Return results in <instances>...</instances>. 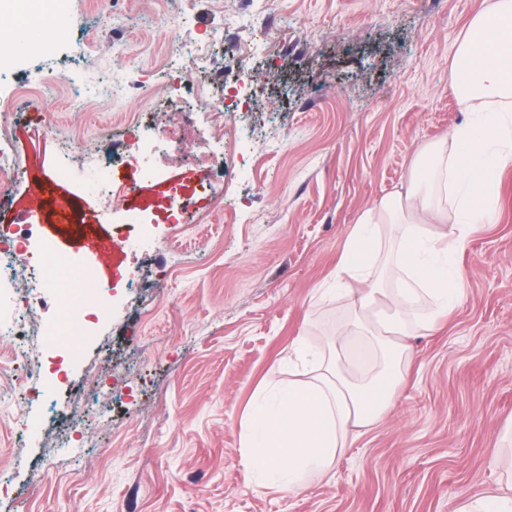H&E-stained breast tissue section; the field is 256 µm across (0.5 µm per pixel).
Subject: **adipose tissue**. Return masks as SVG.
Instances as JSON below:
<instances>
[{"label":"adipose tissue","mask_w":512,"mask_h":512,"mask_svg":"<svg viewBox=\"0 0 512 512\" xmlns=\"http://www.w3.org/2000/svg\"><path fill=\"white\" fill-rule=\"evenodd\" d=\"M461 97L478 99L468 120L427 145L394 190L366 209L350 230L336 266V298L354 327L333 349L292 343L299 379L267 382L268 396L250 412L245 473L298 491L309 473L328 468L351 430L375 423L395 403L402 368L412 358L406 336L436 329L460 301L463 279L455 256L471 225L494 218L492 176L512 165V0H493L476 14L455 52ZM401 274L381 285L380 255ZM380 322L374 362L360 378L345 376L333 351L351 357L362 330Z\"/></svg>","instance_id":"ef3b65f1"}]
</instances>
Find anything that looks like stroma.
<instances>
[{"label": "stroma", "mask_w": 512, "mask_h": 512, "mask_svg": "<svg viewBox=\"0 0 512 512\" xmlns=\"http://www.w3.org/2000/svg\"><path fill=\"white\" fill-rule=\"evenodd\" d=\"M484 0H194L181 39L224 33L194 74L220 98L238 81L252 111L218 136L169 74L176 0H64L70 40L0 57V143L23 185L0 184V222L94 266L110 312L62 360L43 343L42 397L0 337V512H460L496 492L488 447L512 428V166L495 177L496 219L455 258L464 295L413 358L393 409L355 429L325 474L297 493L246 485V413L288 377L297 337L325 346L346 320L329 289L361 213L399 187L429 143L466 121L456 42ZM257 50L242 68L231 57ZM125 48L127 61L115 51ZM94 94L76 110L70 85ZM184 126L210 144L199 164L176 141L142 179L125 125ZM79 139L70 180L58 137ZM118 163L111 205L90 159ZM106 194V195H107ZM187 202L177 227L135 223ZM90 394L89 448L63 437L75 391ZM31 427L17 438L11 412Z\"/></svg>", "instance_id": "35a3bbf8"}]
</instances>
